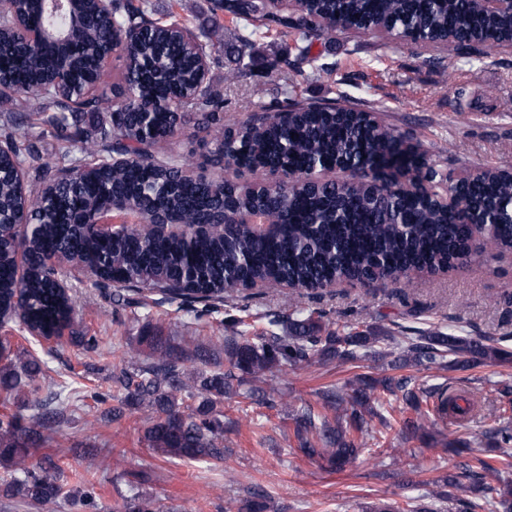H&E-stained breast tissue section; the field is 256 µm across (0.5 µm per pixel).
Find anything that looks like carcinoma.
Returning a JSON list of instances; mask_svg holds the SVG:
<instances>
[{"instance_id":"carcinoma-1","label":"carcinoma","mask_w":512,"mask_h":512,"mask_svg":"<svg viewBox=\"0 0 512 512\" xmlns=\"http://www.w3.org/2000/svg\"><path fill=\"white\" fill-rule=\"evenodd\" d=\"M112 18L129 38L124 82L112 84L111 95L84 99V90L99 74L103 51L116 31L101 21L99 0H71V11L87 19L76 46L46 44L25 47L16 33L0 25V86L14 88L0 95V216L26 218L34 225L22 244L26 261L18 275V249L13 245V225L0 223V311L15 314L18 286L25 288L26 303L20 315L29 330L45 336H61L70 327L72 297L53 287L57 275L51 259L75 254L94 270L110 277L117 272L123 282L141 287L162 286L174 298L189 289V298L213 307L224 295L249 290L258 283L284 285L300 293L320 289L337 278L371 283L412 272L444 271L471 261L470 244L478 225L491 224L490 240L501 250L512 251V181L497 169L466 182L427 163L417 153L409 169L428 185L444 188L456 198L457 208L448 212L434 194L411 197L390 194L383 198L367 180L370 166L379 157L396 153L406 139L371 121L372 110L344 112L331 105H288L289 121L262 108L244 120L224 112V100L197 89L199 55L182 37L180 23L153 21L146 17L145 0H109ZM216 9L227 11L251 26L241 37L247 48L251 36L273 24L291 38L296 57L310 61L313 41L338 30L386 33L412 44L422 37L464 47L473 43L493 45L512 31V14L479 11L472 0H296L282 13L274 0H215ZM12 8L25 24L60 30L65 19H51L42 0H12ZM66 70L67 84L49 87L59 70ZM107 112V124L82 142L67 134L68 114ZM36 117L56 130L58 153L77 159L82 174L75 181L49 178L53 165L44 160L37 142L22 139L23 119ZM194 124L211 137V153L217 162L227 161L260 178L265 173L306 174L329 163L340 168L352 159L362 169L349 184L325 183L257 192L251 186H216L203 177H185L190 160L184 155L157 163L153 145ZM34 167L42 183L50 184L51 199L43 205L23 194L16 171L24 164ZM114 202L135 216L161 211L189 227L218 224L225 219L260 217L275 224L267 234L249 223L233 230L196 232L191 236L167 235L150 224L133 221L101 235L89 219L106 203ZM243 320L224 326L213 348L224 352V367L203 370L207 348L202 344L174 347L161 336L138 337V348L125 352L130 359L148 353L151 362L114 378L116 405L110 414L116 421L130 405L150 408L152 417L143 440L171 458L224 460V421L221 405L233 397L259 398L268 407L283 404L273 385L285 365L313 362H356L372 350L396 370L423 367L427 370L465 368L473 363H512V353L486 338L451 334L396 336L370 327L356 331L333 327L314 316L295 310L285 321H273V329L249 335ZM0 392L18 391L22 378L38 392L39 361L21 358L0 338ZM412 378L384 375L360 377L350 392L328 388L317 392V406L294 415L299 450L327 467L342 469L358 456L368 434L369 420L378 416L372 401L374 390L402 398L416 414L403 420L413 434L421 430L418 418L427 414L430 399L435 409L465 415L464 407L448 396L420 384L408 388ZM191 399L197 405L185 403ZM32 425L15 414L0 421V491L15 493L28 501L47 505L62 496L94 506L93 484L67 489L55 468L29 462L28 442L34 425L51 411L35 406ZM506 408L492 413L497 426L492 433L501 442H512V426L501 425ZM473 483L496 492L502 512H512V480L501 478L490 461H480ZM496 485H491V482ZM424 502L380 501L369 512H433L426 501L448 500L456 512H476L469 498L470 486L448 475L432 481ZM266 494L255 492L243 499L237 512H269ZM122 512H161L155 499L135 494L124 500Z\"/></svg>"}]
</instances>
